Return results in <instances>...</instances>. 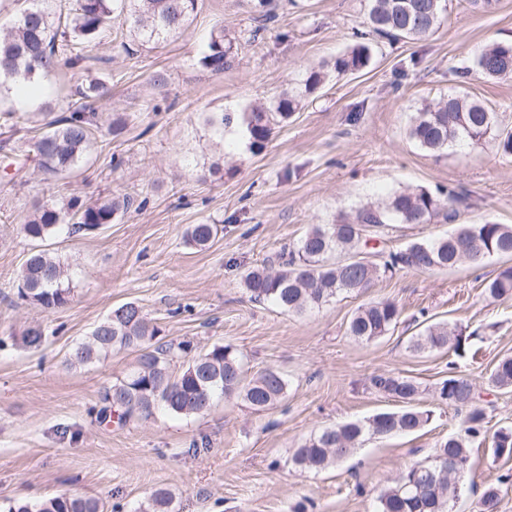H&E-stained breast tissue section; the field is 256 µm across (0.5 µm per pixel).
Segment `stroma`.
<instances>
[{"mask_svg": "<svg viewBox=\"0 0 512 512\" xmlns=\"http://www.w3.org/2000/svg\"><path fill=\"white\" fill-rule=\"evenodd\" d=\"M446 4L431 36L373 41L365 68L329 72L312 93L303 90L307 73L357 42L368 0H272L269 19L256 0H199L188 29L160 48L120 51L107 36L85 45L93 75L112 89V107L128 115L126 132L99 135L70 178L46 182L29 169L0 178V512L65 492L98 498L102 512H138L160 487L173 494V512H376L396 475L458 430L462 413L435 394L452 352L418 353L409 338L422 315L462 327L479 355L454 360L485 385L494 363L512 355V301L483 295L502 259L387 274L301 315L252 301L242 282L245 270L295 246L311 225L407 187L464 193L459 223L512 225V158L494 142L430 153L408 135L422 103L449 94L482 101L512 129V78L488 81L472 69L483 46L512 43V0ZM219 21L236 37L237 55L214 76L199 58ZM157 72L164 86L153 84ZM287 87L302 90L301 104L262 151L239 147L238 121L225 128L223 151L210 147L200 113L239 112ZM110 193L136 197L140 210L39 245L19 229L36 205ZM205 222L218 226L217 236L202 250L186 246V228ZM37 245L65 260L72 278L70 302L49 313L17 297L21 266ZM381 299L401 309L398 328L372 343L348 336L351 314ZM127 301L164 339L237 349L246 376L280 370L285 397L263 412L223 397L202 416L160 411L100 423L94 408L137 354L115 351L71 367L68 352ZM34 322L47 337L39 350L22 342ZM380 373L413 376L416 404L432 410V421L413 435L368 439L318 473L293 465L294 449L322 428L401 409L370 388ZM490 400L487 432L473 445L453 512H479L484 487L512 479V456L492 449L493 432L512 426V389Z\"/></svg>", "mask_w": 512, "mask_h": 512, "instance_id": "35a3bbf8", "label": "stroma"}]
</instances>
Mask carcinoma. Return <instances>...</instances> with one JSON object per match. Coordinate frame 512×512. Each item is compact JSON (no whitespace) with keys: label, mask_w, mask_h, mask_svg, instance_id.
<instances>
[{"label":"carcinoma","mask_w":512,"mask_h":512,"mask_svg":"<svg viewBox=\"0 0 512 512\" xmlns=\"http://www.w3.org/2000/svg\"><path fill=\"white\" fill-rule=\"evenodd\" d=\"M28 5L6 28H0V97L21 92L35 96L41 92L42 79L66 66L85 70L80 46L112 34V22L124 17L126 36L140 46L159 47L180 34L198 8L199 0H69L53 11L51 0H27ZM444 0H369L367 24L370 31L389 40H422L440 26ZM235 38L219 26L211 34L200 64L214 75L224 73L233 62ZM372 49L365 43L354 46L336 58L333 69L339 74L366 66ZM475 69L488 80L512 77V45L494 43L475 57ZM77 101L59 115L51 106L42 112L23 107L5 109L0 128L4 143L27 129L29 123H41L42 132L33 143L37 167L45 178L62 179L71 175L88 158L95 133L103 124L114 137L124 133L127 115L116 112L108 103L109 88L99 78L81 83ZM300 99L283 91L268 105H256L242 112L241 121L250 140V148L262 149L274 129L298 109ZM232 116L211 111L203 126L209 135L224 139V125ZM410 138L426 151L437 152L457 143L473 147L493 140L498 152L512 156V130L498 125L496 114L481 102L465 95H449L429 102L416 112L409 127ZM461 196L454 190L432 193L423 188H407L390 196L382 206L367 205L354 217H343L333 224H314L299 240L289 259L275 269L267 263L247 269L243 284L254 299L270 300L283 310L303 314L320 308L341 294L366 288L387 273L401 270L429 272L451 269L462 263H480L491 257L512 259V226L485 222L458 224ZM134 197L109 195L94 202L78 196L67 201L35 207L21 225L25 236L44 240L60 231L70 235L93 232L101 224H112L129 213ZM443 219L452 225L444 237L414 241L396 250H368V240L376 228L388 224H432ZM214 224L191 225L186 243L206 248L216 236ZM69 269L58 256L37 250L29 254L19 274L18 296L43 310L66 305L71 298ZM486 298L512 300V265L502 267L483 286ZM401 311L390 300L369 302L359 307L347 323V334L371 343L394 330ZM44 328L30 325L23 342L38 349L45 343ZM467 337L451 330L446 323L422 326L411 337L410 348L434 351L447 346L458 356L466 353ZM114 349L138 353L136 366L117 380L102 398L98 410L102 422L112 418L147 419L161 406L177 416L205 414L218 395H237L255 411L277 404L287 393L283 374L268 367L246 379L236 351L229 345H214L199 350L189 341H164L160 330L135 302L115 308L97 323L89 340L76 345L68 361L93 363ZM181 361L179 371L172 364ZM376 391L404 403L395 412H380L369 418L344 421L309 436L294 450L292 462L301 468L322 471L347 457L368 436L408 435L421 430L432 418L429 410L415 406L420 383L414 378L383 373L371 377ZM492 388H512V357L500 358L487 377ZM438 399L465 412L459 430L436 444L425 461H417L402 470L377 498L376 512H451L450 504L460 496V487L448 480L438 468L437 458L449 456L460 469L469 465L471 443L485 431L487 401L464 374L448 363V377L437 383ZM494 455H512V427H502L493 437ZM501 488L489 486L481 498V512H496ZM152 512H172L173 497L163 488L151 495ZM9 512H100L98 499L61 494L40 503H18Z\"/></svg>","instance_id":"obj_1"}]
</instances>
